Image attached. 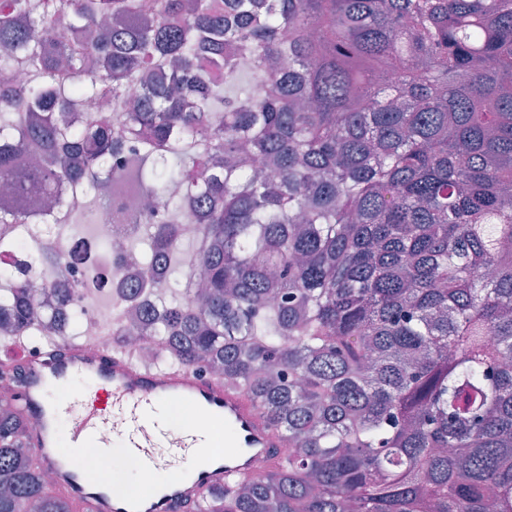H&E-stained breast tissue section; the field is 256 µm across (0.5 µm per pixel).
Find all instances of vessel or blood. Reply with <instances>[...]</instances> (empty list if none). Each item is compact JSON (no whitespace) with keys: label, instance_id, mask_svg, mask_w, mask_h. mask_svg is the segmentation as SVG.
<instances>
[{"label":"vessel or blood","instance_id":"1","mask_svg":"<svg viewBox=\"0 0 512 512\" xmlns=\"http://www.w3.org/2000/svg\"><path fill=\"white\" fill-rule=\"evenodd\" d=\"M16 399L42 426L29 445L38 465L55 474L57 491L79 512H192L206 494L223 490L228 474H257L278 460L287 440L269 428L242 390L199 370L157 368L135 351L95 349L70 339L23 358L14 372ZM81 378L86 388L62 399L48 387ZM173 402L191 403L199 423L176 427L164 418ZM68 415L69 445L59 451L57 422ZM156 480L152 493L120 490L106 459L112 451ZM94 454L97 469L84 464Z\"/></svg>","mask_w":512,"mask_h":512}]
</instances>
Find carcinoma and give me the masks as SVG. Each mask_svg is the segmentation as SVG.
Instances as JSON below:
<instances>
[{
	"label": "carcinoma",
	"mask_w": 512,
	"mask_h": 512,
	"mask_svg": "<svg viewBox=\"0 0 512 512\" xmlns=\"http://www.w3.org/2000/svg\"><path fill=\"white\" fill-rule=\"evenodd\" d=\"M130 176L112 349L294 449L203 512H512V0H0L1 347L80 335L44 225ZM30 435L1 399L0 512H74Z\"/></svg>",
	"instance_id": "1"
}]
</instances>
